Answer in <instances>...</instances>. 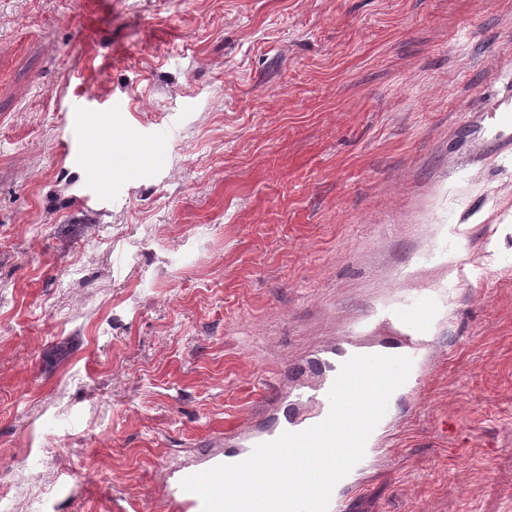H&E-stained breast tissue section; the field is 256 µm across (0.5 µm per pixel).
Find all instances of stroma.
<instances>
[{
    "mask_svg": "<svg viewBox=\"0 0 512 512\" xmlns=\"http://www.w3.org/2000/svg\"><path fill=\"white\" fill-rule=\"evenodd\" d=\"M511 61L512 0H0V512H165L273 373L434 291L357 512H512Z\"/></svg>",
    "mask_w": 512,
    "mask_h": 512,
    "instance_id": "stroma-1",
    "label": "stroma"
}]
</instances>
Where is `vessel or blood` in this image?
<instances>
[{"instance_id": "vessel-or-blood-1", "label": "vessel or blood", "mask_w": 512, "mask_h": 512, "mask_svg": "<svg viewBox=\"0 0 512 512\" xmlns=\"http://www.w3.org/2000/svg\"><path fill=\"white\" fill-rule=\"evenodd\" d=\"M436 315L433 301L402 306L386 311L385 320L393 328L390 339L370 345L344 340L321 347L311 359L316 379L299 374H278L266 398L263 411L245 415L236 424L225 427L217 445L218 452L198 463L170 472L165 497L173 512H202L200 498L184 491L181 480L219 464L237 463L247 458L260 443L277 438L285 431H301L324 420L330 410L328 391L343 362L356 355L386 354L411 358L413 365L405 384L397 391L401 399L415 401L436 362L431 329ZM400 418L386 412L368 439L364 459L335 486L329 512H351L367 489L366 473L384 463L392 450L391 440Z\"/></svg>"}]
</instances>
